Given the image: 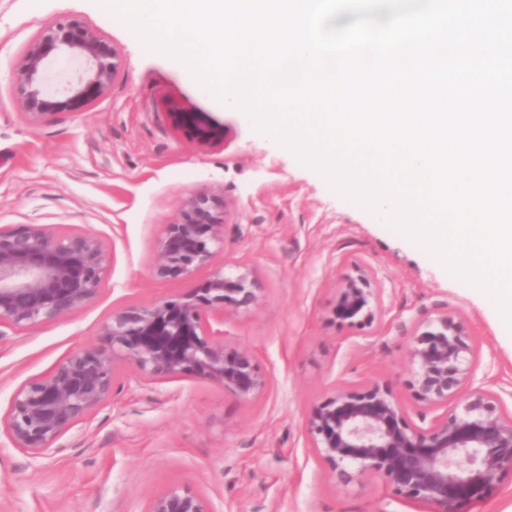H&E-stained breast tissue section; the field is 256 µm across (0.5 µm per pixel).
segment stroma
<instances>
[{"label": "stroma", "mask_w": 512, "mask_h": 512, "mask_svg": "<svg viewBox=\"0 0 512 512\" xmlns=\"http://www.w3.org/2000/svg\"><path fill=\"white\" fill-rule=\"evenodd\" d=\"M66 17L108 37L123 63L90 109L33 121L14 101L9 74L34 34ZM183 111L200 113L216 140L201 144L176 125L172 115ZM204 186L227 204L216 263L248 265L264 288L258 305L224 328L252 352L267 391L243 402L188 375L137 383L121 373L111 401L55 455L35 457L0 438V512H146L171 487L200 492L216 512H419L377 480L336 487L308 444V410L339 386L383 379L418 419L411 337L423 318L448 311L466 320L476 375L495 380L510 415L512 327L478 288L381 216L348 205L96 0H0V225L88 232L113 249L95 302L0 347V412L23 381L98 342L113 307L207 282V267L188 280L152 273L156 239ZM358 265L382 290L379 316L364 328L332 321L336 290Z\"/></svg>", "instance_id": "stroma-1"}]
</instances>
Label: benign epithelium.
I'll list each match as a JSON object with an SVG mask.
<instances>
[{
	"instance_id": "obj_1",
	"label": "benign epithelium",
	"mask_w": 512,
	"mask_h": 512,
	"mask_svg": "<svg viewBox=\"0 0 512 512\" xmlns=\"http://www.w3.org/2000/svg\"><path fill=\"white\" fill-rule=\"evenodd\" d=\"M122 65L112 42L79 18L40 28L10 74L17 103L32 119L61 110L81 112L111 87ZM200 142L213 131L197 112L173 113ZM224 250V216L211 189L187 195L177 220L154 244L159 280L190 278L212 267L207 287L146 303L112 308L101 325V345L73 349L45 374L12 393L0 432L35 457L60 451L57 442L112 396L120 371L137 380L190 373L243 401L263 395L268 378L253 355L232 346L224 322L256 306L262 288L253 271L212 266ZM109 253L87 232H60L46 224L0 225V343L44 323L62 320L100 296ZM381 289L358 266L336 292L335 316L369 326ZM475 348L466 321L438 313L418 323L409 349L411 384L432 418L411 421L392 386L369 380L344 385L314 404L306 417L311 448L329 479L347 489L374 478L402 500L431 512H460L484 499L500 476L512 472V415L502 412L494 381L476 382ZM147 512H215L189 488L154 495Z\"/></svg>"
}]
</instances>
